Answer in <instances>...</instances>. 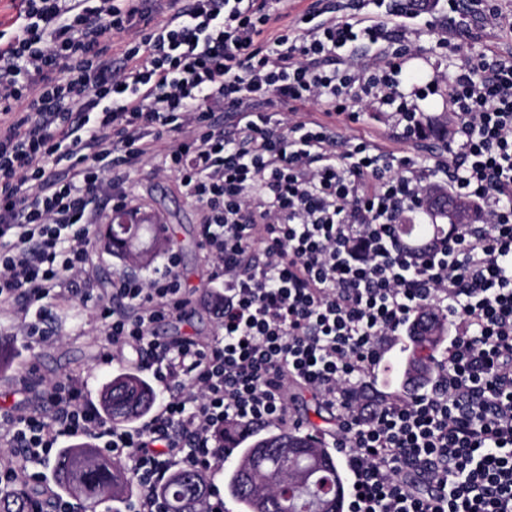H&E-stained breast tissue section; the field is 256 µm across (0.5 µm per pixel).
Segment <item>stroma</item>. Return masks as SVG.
<instances>
[{"label":"stroma","mask_w":512,"mask_h":512,"mask_svg":"<svg viewBox=\"0 0 512 512\" xmlns=\"http://www.w3.org/2000/svg\"><path fill=\"white\" fill-rule=\"evenodd\" d=\"M448 12L446 0H436L432 9L421 11L415 17H400L396 23L415 33L421 47L418 58L410 60L406 68L412 72L434 75L438 81L448 78L449 61H463L487 47L500 43L498 36L480 34L478 40L463 43L457 53H449L446 46L438 44L434 29L439 28ZM443 105L432 99L423 107L427 136L419 143L400 142L392 136L387 120L367 114L359 123L341 124L343 134L370 139L382 149L398 156L417 154L429 157L445 154L448 137L441 122ZM131 181L138 197L141 212L160 216L172 227V237L179 246L180 266L185 285L190 292L202 294L210 277V267L199 247V219L196 210L188 203L177 181L172 176H160L150 162L140 164L131 173ZM56 323L61 332L55 341L40 345L24 336L11 335L0 338V355L7 357L10 367L0 373V405L26 407L36 397L35 392L21 391L19 380L28 369H36L42 385H49L68 376L82 374L88 378L87 397L98 400L103 384L125 367L122 358L112 364L100 363L102 335L93 316V308L75 302L56 307ZM219 329L213 313L199 304H191L182 319L169 321L158 330L163 340L182 336L202 339L212 337Z\"/></svg>","instance_id":"1"}]
</instances>
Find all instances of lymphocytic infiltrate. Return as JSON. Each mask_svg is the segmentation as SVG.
<instances>
[{"label": "lymphocytic infiltrate", "instance_id": "lymphocytic-infiltrate-1", "mask_svg": "<svg viewBox=\"0 0 512 512\" xmlns=\"http://www.w3.org/2000/svg\"><path fill=\"white\" fill-rule=\"evenodd\" d=\"M370 3L336 19L319 0L293 18L288 0H20L0 29V315L48 344L51 302H95L102 361L147 355L159 392L139 426L108 425L81 375L0 410V498L81 436L131 460L125 512H166L165 477L223 469L234 428L296 427L295 387L336 411L324 438L350 475L346 512H512V51L462 61L443 86L404 75L420 49L390 18L411 6ZM473 18L512 37V12L448 0L440 42L458 50ZM382 42L400 46L386 66L351 53ZM436 95L449 160L336 131L365 111L424 139ZM152 157L196 208L221 286L209 342L154 334L184 314L176 250L150 278L115 274L108 303L87 268L92 227L131 208V172ZM441 183L469 206L460 229L400 234ZM428 309L448 323L441 372L373 401L365 386Z\"/></svg>", "mask_w": 512, "mask_h": 512}]
</instances>
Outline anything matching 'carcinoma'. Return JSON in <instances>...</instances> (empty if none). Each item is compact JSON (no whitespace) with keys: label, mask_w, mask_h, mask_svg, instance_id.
<instances>
[{"label":"carcinoma","mask_w":512,"mask_h":512,"mask_svg":"<svg viewBox=\"0 0 512 512\" xmlns=\"http://www.w3.org/2000/svg\"><path fill=\"white\" fill-rule=\"evenodd\" d=\"M101 237L110 254L124 265L142 262L148 267L164 251L150 224L134 225V232L122 239L115 225L107 224ZM425 327V335L412 342L411 355L397 369L401 397L412 395L438 369L432 349L444 341L445 323L429 318ZM155 400L149 382L131 370L111 377L100 393V407L115 423L147 414ZM238 459L240 464L224 474V490L240 512H343L345 478L324 445L308 448L298 432L273 423L251 434ZM55 470L59 484L83 500L84 512H97L101 503L129 490L130 469L86 444L63 449ZM160 494L169 500V512H204L209 483L201 472L181 470L170 475ZM37 496L38 490L21 487L12 499L0 501V512H20L18 506L25 499Z\"/></svg>","instance_id":"1"}]
</instances>
